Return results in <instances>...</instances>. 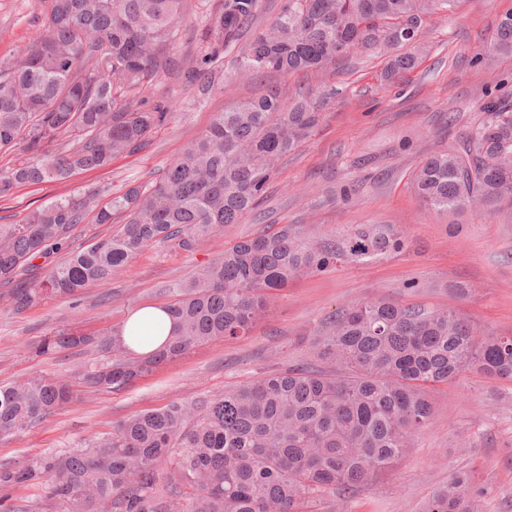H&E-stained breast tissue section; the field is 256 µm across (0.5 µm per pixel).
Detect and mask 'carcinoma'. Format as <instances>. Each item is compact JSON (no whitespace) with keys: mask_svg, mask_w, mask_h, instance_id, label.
<instances>
[{"mask_svg":"<svg viewBox=\"0 0 512 512\" xmlns=\"http://www.w3.org/2000/svg\"><path fill=\"white\" fill-rule=\"evenodd\" d=\"M183 0H51L48 21L28 51L0 69V150L25 156L0 168V198L29 184L63 180L141 150L170 117L163 104L134 106L128 95L175 68ZM457 0H285L274 21L243 48L240 67L321 72L354 51L385 62L391 79L412 70L426 19ZM262 0H222L208 23L217 63L238 44ZM512 53V15L498 23L486 60ZM217 71L188 78L211 88ZM336 89L276 87L215 114L163 176L134 182L103 200L98 192L58 199L23 224H0V298L14 313L42 296L75 299L112 279L143 248L191 250L238 224L267 198L284 157L315 135ZM483 122L457 145L425 157L411 186L428 212L512 206V104L484 103ZM66 145L57 147L59 139ZM122 229L73 248L88 216ZM389 224H356L310 236L298 224H269L214 253L169 289L166 343L135 355L114 329L97 336L59 330L42 352L85 350L112 361L78 372L75 383L35 375L0 384V439L61 413L85 393L124 390L154 370L217 339L249 334L276 291L339 263L404 248ZM66 251L36 279L18 280L31 261ZM308 342L315 362L269 372L224 393L135 412L112 433L48 453L23 467L0 466V512H29L10 491L43 483L41 512H309L325 492L354 495L373 474L406 456L432 415V387L472 372L512 381V336H484L451 309L386 300L343 306L322 318ZM424 512H478L471 478L455 472Z\"/></svg>","mask_w":512,"mask_h":512,"instance_id":"cac0c4a2","label":"carcinoma"}]
</instances>
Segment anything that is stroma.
<instances>
[{
	"label": "stroma",
	"mask_w": 512,
	"mask_h": 512,
	"mask_svg": "<svg viewBox=\"0 0 512 512\" xmlns=\"http://www.w3.org/2000/svg\"><path fill=\"white\" fill-rule=\"evenodd\" d=\"M221 0H184L178 24L181 50H208L207 23ZM48 0H0V63L17 59L41 31ZM512 0H462L453 13L423 26L418 65L399 77L382 75V59L355 52L327 73H240L238 50H225L221 83L209 93L183 77L161 74L137 91L172 116L142 150L104 169L18 188L0 199V221L23 223L53 200L161 178L185 145L200 136L214 113L269 86L290 95L297 86L336 88L318 133L280 166L262 216L224 226L187 252L174 245L144 248L104 286L80 298L47 297L16 314L0 304V383L34 375L70 380L102 353L35 354L34 346L60 328L87 334L121 326L141 306L164 305L167 290L205 264L214 252L258 234L268 224H300L306 232L344 231L354 224H392L404 250L363 263H344L280 291L250 335L196 347L185 358L114 393L95 394L14 439L0 441V464L22 466L48 452L103 436L129 414L164 408L176 399L223 392L270 371L312 358L307 337L328 313L350 303L386 299L448 308L484 333L512 335V207L437 214L424 210L409 186L415 166L448 149L484 119L488 95L512 100V54L492 65L480 56ZM454 115L453 125L443 119ZM468 286L467 297L453 293ZM434 412L402 459L379 471L352 497H319L313 512H423L431 494L465 471L480 512H512V382L464 374L431 392Z\"/></svg>",
	"instance_id": "35a3bbf8"
}]
</instances>
